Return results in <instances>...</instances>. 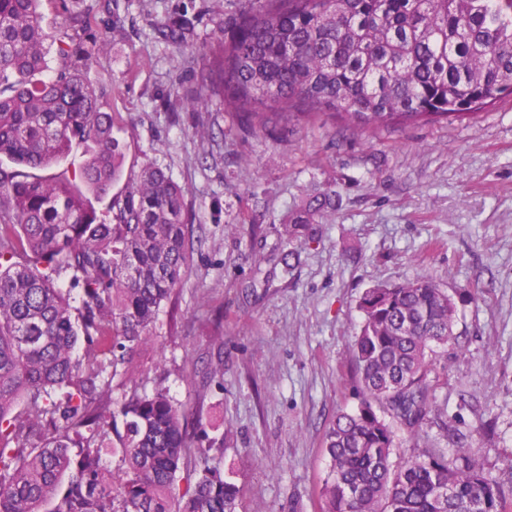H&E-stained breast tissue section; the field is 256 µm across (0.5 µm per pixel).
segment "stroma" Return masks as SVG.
Returning <instances> with one entry per match:
<instances>
[{"mask_svg":"<svg viewBox=\"0 0 512 512\" xmlns=\"http://www.w3.org/2000/svg\"><path fill=\"white\" fill-rule=\"evenodd\" d=\"M67 9L88 14L89 35L109 36L90 77L124 144L116 190L147 162L186 189L198 241L136 378L148 390L166 376L200 422L196 444L223 437L238 512H317L324 435L360 402L359 300L422 273L456 306L454 345L434 365L436 404L512 491V96L461 121L374 135L323 118L248 134L220 105L177 100L198 88L197 51L231 36L241 0H44V26L60 31ZM172 22L187 44L162 37ZM318 189L335 190V212L316 239L285 240L289 213Z\"/></svg>","mask_w":512,"mask_h":512,"instance_id":"obj_1","label":"stroma"}]
</instances>
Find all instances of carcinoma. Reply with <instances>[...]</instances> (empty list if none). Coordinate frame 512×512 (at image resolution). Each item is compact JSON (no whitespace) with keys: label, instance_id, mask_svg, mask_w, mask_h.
<instances>
[{"label":"carcinoma","instance_id":"obj_1","mask_svg":"<svg viewBox=\"0 0 512 512\" xmlns=\"http://www.w3.org/2000/svg\"><path fill=\"white\" fill-rule=\"evenodd\" d=\"M40 2L0 0V512H237L223 449L194 447L163 383L132 382L194 251L186 190L147 162L99 214L123 155L88 76L108 36L87 42V14L65 17L54 69ZM201 57L189 103L207 111L216 98L248 132L322 116L358 133L461 120L512 96V0H242L232 37ZM334 209L336 194L311 197L285 235H312ZM359 309L360 403L325 434L320 512H507L445 420L453 459L424 448L392 461L398 432L420 435L434 409L451 296L418 275L367 289ZM109 367L131 384L111 410Z\"/></svg>","mask_w":512,"mask_h":512}]
</instances>
